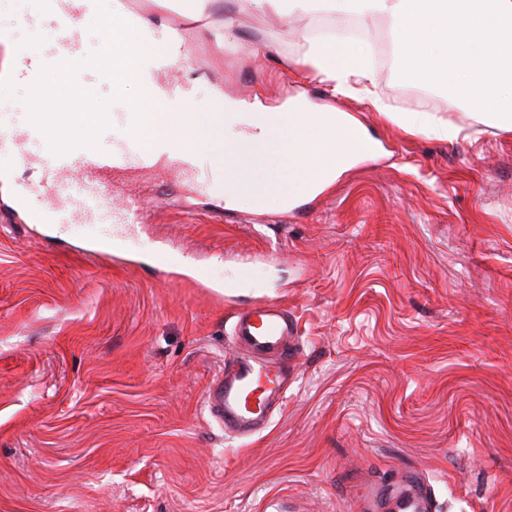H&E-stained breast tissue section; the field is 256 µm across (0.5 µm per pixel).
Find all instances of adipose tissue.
Returning <instances> with one entry per match:
<instances>
[{
  "mask_svg": "<svg viewBox=\"0 0 512 512\" xmlns=\"http://www.w3.org/2000/svg\"><path fill=\"white\" fill-rule=\"evenodd\" d=\"M81 20H108L101 54L114 98L128 100L134 130L151 141L158 155L206 150L224 167L227 206L261 210L271 197L289 198L288 173L296 171L301 185L318 193L375 150L362 125L349 113L331 106L312 107L295 97L280 105L246 102L211 87L204 109H197V84L178 86L169 97L153 80L156 71L186 55L179 33L154 26L123 6L121 0H81ZM261 14H323L334 27L350 17L360 23L386 18L393 44L405 60L406 79L446 87L453 100L486 125L512 130V0H242ZM31 68H0V88L15 83L31 86L37 99L54 102L56 121L71 134L92 135L105 112L87 113L78 99L96 103L93 86L72 94L65 81L72 65L30 55ZM314 78L334 94L351 96L375 84L371 47L363 38L315 40L302 61ZM375 112L406 133L453 139L459 129L425 112H395L371 99Z\"/></svg>",
  "mask_w": 512,
  "mask_h": 512,
  "instance_id": "1",
  "label": "adipose tissue"
}]
</instances>
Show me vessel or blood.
<instances>
[{
  "label": "vessel or blood",
  "mask_w": 512,
  "mask_h": 512,
  "mask_svg": "<svg viewBox=\"0 0 512 512\" xmlns=\"http://www.w3.org/2000/svg\"><path fill=\"white\" fill-rule=\"evenodd\" d=\"M75 18L65 9L49 15L55 32L51 56L70 59L76 52L72 32ZM0 150L12 152L21 163L37 160L43 171L42 193L54 203L56 223L67 224L75 214L96 216L109 224L131 223L132 206L116 205L111 182L114 173L129 168L154 169L151 150L139 139L124 140L121 147L96 146L70 151L59 150L43 140L39 125L12 130L0 137ZM166 169L190 176L204 191L223 185L222 172L204 153L191 152L163 160ZM232 334L247 354L234 359L219 372L205 391L204 404L225 433L249 438L259 432L272 410L281 408L294 370L293 340L298 322L277 302L263 300L237 314ZM428 492L415 479L400 484L394 492L389 512H430Z\"/></svg>",
  "instance_id": "vessel-or-blood-1"
}]
</instances>
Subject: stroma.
<instances>
[{"mask_svg":"<svg viewBox=\"0 0 512 512\" xmlns=\"http://www.w3.org/2000/svg\"><path fill=\"white\" fill-rule=\"evenodd\" d=\"M131 5L186 39L160 82L188 70L202 99L212 84L268 104L302 93L378 149L262 212L162 170L123 175L143 199L126 227L37 222L0 195V512H352L367 493L387 512L408 473L426 477L432 512H512V131L450 108L457 138L411 136L363 96L293 79L307 16ZM29 13L12 0L0 25L44 52L53 33L19 25ZM257 43L266 55L247 59ZM403 70L394 53L376 71L395 112L434 92ZM260 299L298 320L296 379L239 439L203 398L241 352L234 315Z\"/></svg>","mask_w":512,"mask_h":512,"instance_id":"obj_1","label":"stroma"}]
</instances>
